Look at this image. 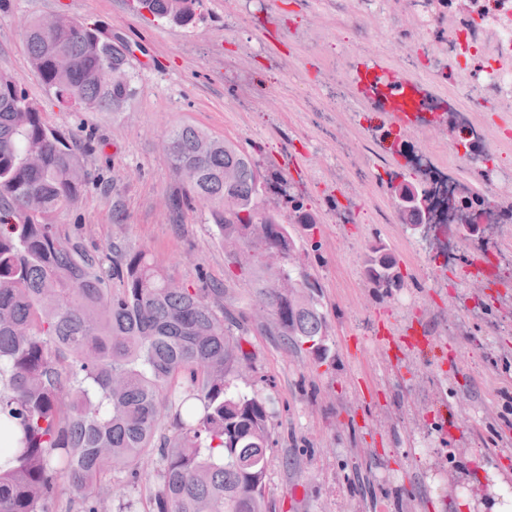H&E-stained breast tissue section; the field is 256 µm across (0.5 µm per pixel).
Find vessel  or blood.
<instances>
[{
	"mask_svg": "<svg viewBox=\"0 0 512 512\" xmlns=\"http://www.w3.org/2000/svg\"><path fill=\"white\" fill-rule=\"evenodd\" d=\"M351 79L352 97L373 112L377 128L394 134L396 145L409 144L419 127H428L440 136L453 126L446 113L422 112L425 91L421 84L376 58H362L353 67Z\"/></svg>",
	"mask_w": 512,
	"mask_h": 512,
	"instance_id": "b4317fda",
	"label": "vessel or blood"
}]
</instances>
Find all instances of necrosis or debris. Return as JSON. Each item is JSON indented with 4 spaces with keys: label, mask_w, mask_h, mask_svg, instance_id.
<instances>
[{
    "label": "necrosis or debris",
    "mask_w": 512,
    "mask_h": 512,
    "mask_svg": "<svg viewBox=\"0 0 512 512\" xmlns=\"http://www.w3.org/2000/svg\"><path fill=\"white\" fill-rule=\"evenodd\" d=\"M337 10L350 12L354 20L370 19L382 26L398 12L414 19L403 30L405 56L423 54L427 70L450 73L463 91L502 102L512 101V0H327ZM448 23V33L433 38L436 20ZM414 164L422 179L434 183L441 199L437 216L453 222L446 200L458 184L441 174L432 151L414 154Z\"/></svg>",
    "instance_id": "obj_1"
}]
</instances>
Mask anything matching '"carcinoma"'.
Returning <instances> with one entry per match:
<instances>
[{
  "label": "carcinoma",
  "instance_id": "obj_1",
  "mask_svg": "<svg viewBox=\"0 0 512 512\" xmlns=\"http://www.w3.org/2000/svg\"><path fill=\"white\" fill-rule=\"evenodd\" d=\"M202 0H130L135 11L176 26L200 19ZM35 74L64 106L114 111L135 92L132 50L119 36L65 17L47 34L39 20L22 29ZM66 64L58 63L59 57ZM175 176L194 181L173 206L195 201L222 244L247 247L228 267L254 276L257 313L272 316L292 344L323 345L327 323L318 299L296 301L276 286L292 275L297 242L266 203L268 179L238 146L192 127L171 130ZM83 146L49 126L0 73V512H53L59 491L80 512H111L108 476L142 482L154 464L158 489L145 512H270L265 496L268 411L256 394L231 390L247 360L243 314L217 298L227 289L177 285L148 251H90L58 216L85 187ZM411 186L422 219L430 189L422 182L391 186L401 217V189ZM291 223L312 227L301 198L288 196ZM266 224L271 240L253 227ZM278 253L281 272L267 266ZM376 288H398L401 275L380 245L365 261ZM175 433L158 437L165 418Z\"/></svg>",
  "mask_w": 512,
  "mask_h": 512
}]
</instances>
